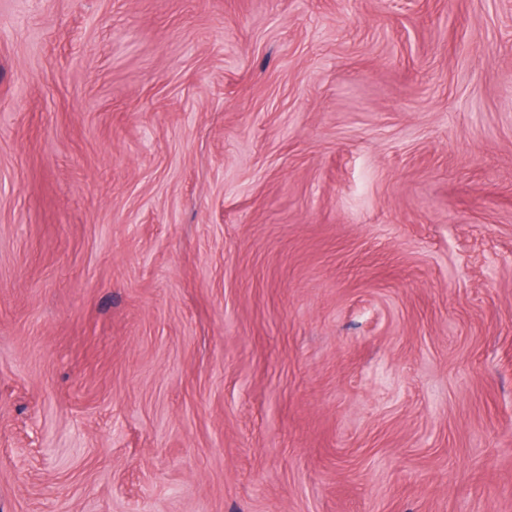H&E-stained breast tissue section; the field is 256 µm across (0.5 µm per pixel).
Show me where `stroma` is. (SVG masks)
<instances>
[{
	"instance_id": "35a3bbf8",
	"label": "stroma",
	"mask_w": 512,
	"mask_h": 512,
	"mask_svg": "<svg viewBox=\"0 0 512 512\" xmlns=\"http://www.w3.org/2000/svg\"><path fill=\"white\" fill-rule=\"evenodd\" d=\"M0 512H512V0H0Z\"/></svg>"
}]
</instances>
